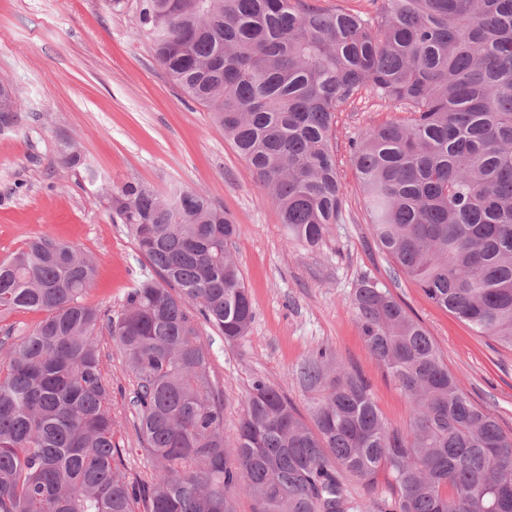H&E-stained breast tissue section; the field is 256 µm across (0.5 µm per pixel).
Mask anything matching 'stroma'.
<instances>
[{"label":"stroma","instance_id":"obj_1","mask_svg":"<svg viewBox=\"0 0 512 512\" xmlns=\"http://www.w3.org/2000/svg\"><path fill=\"white\" fill-rule=\"evenodd\" d=\"M142 0H0V81L24 104L18 124L0 127V261L37 236L91 255L96 276L87 304L120 311L126 293L154 277L147 259L100 204L98 186L79 167L61 163L62 141L74 142L100 178L171 186L209 196L240 228L231 247L249 292L254 320L229 343L208 325L200 336L224 399V438L234 443L249 385L263 377L299 412L306 394L293 380L318 348L332 350L369 384L383 416L402 424L409 405L370 355L351 305L358 281L382 282L433 338L449 369L476 404L512 434V351L474 334L436 307L381 253L364 220L348 146L365 129L407 121L397 103L356 98L336 114V150L344 187L342 220L314 249L289 239L267 192L211 122L208 110L168 81L136 27ZM112 380L115 436L127 471L152 468L135 428L136 378L109 335L99 337Z\"/></svg>","mask_w":512,"mask_h":512}]
</instances>
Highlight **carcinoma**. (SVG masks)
I'll return each mask as SVG.
<instances>
[{
	"instance_id": "obj_1",
	"label": "carcinoma",
	"mask_w": 512,
	"mask_h": 512,
	"mask_svg": "<svg viewBox=\"0 0 512 512\" xmlns=\"http://www.w3.org/2000/svg\"><path fill=\"white\" fill-rule=\"evenodd\" d=\"M138 32L169 81L211 112L276 206L318 247L341 220L336 112L361 92L411 112L350 144L379 249L479 338L512 350V0H382L375 15L306 0H143ZM0 123L22 105L0 82ZM61 160L92 166L71 142ZM100 196L159 276L120 312L86 304L95 265L38 238L0 262V312L42 319L0 344V512H348L384 476L379 512H512V434L459 385L422 325L379 280L353 297L365 345L410 405L389 423L368 383L320 348L295 369L309 420L252 380L233 447L200 340L227 342L254 312L230 246L239 227L187 187ZM137 379L136 427L153 472L129 479L114 442L102 331Z\"/></svg>"
}]
</instances>
